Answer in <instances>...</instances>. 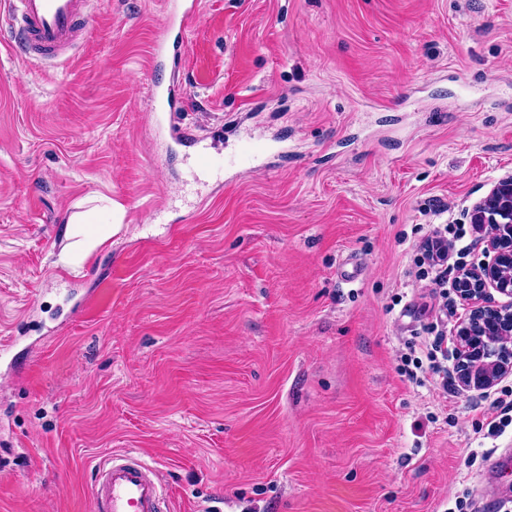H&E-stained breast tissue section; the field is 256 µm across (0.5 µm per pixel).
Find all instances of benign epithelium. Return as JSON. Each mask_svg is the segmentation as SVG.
Here are the masks:
<instances>
[{"instance_id":"1","label":"benign epithelium","mask_w":512,"mask_h":512,"mask_svg":"<svg viewBox=\"0 0 512 512\" xmlns=\"http://www.w3.org/2000/svg\"><path fill=\"white\" fill-rule=\"evenodd\" d=\"M468 216L486 230L485 259L459 266L453 280L470 307L456 334L455 373L461 387L482 390L512 372V307L488 301L491 289L512 297V174L498 179Z\"/></svg>"}]
</instances>
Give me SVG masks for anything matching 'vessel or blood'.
I'll return each mask as SVG.
<instances>
[{"instance_id": "vessel-or-blood-1", "label": "vessel or blood", "mask_w": 512, "mask_h": 512, "mask_svg": "<svg viewBox=\"0 0 512 512\" xmlns=\"http://www.w3.org/2000/svg\"><path fill=\"white\" fill-rule=\"evenodd\" d=\"M91 0H8L5 20L20 34L21 53L44 60L66 56L93 20ZM196 18L194 0L167 6L170 29L182 33ZM265 146L257 140L240 144L231 163L251 169ZM91 512H168L163 485L145 462L125 453L105 457L95 468Z\"/></svg>"}]
</instances>
